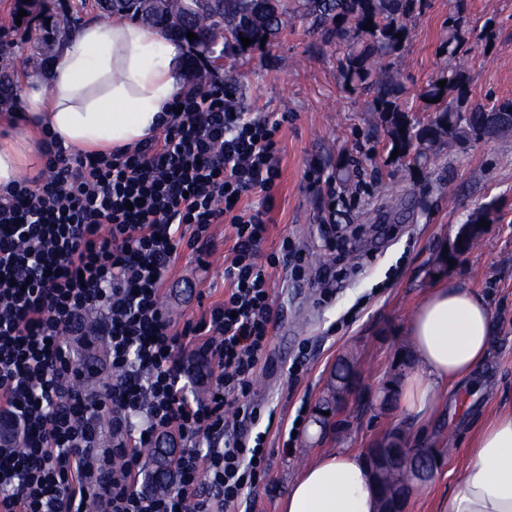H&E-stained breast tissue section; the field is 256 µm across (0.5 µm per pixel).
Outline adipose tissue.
<instances>
[{
	"label": "adipose tissue",
	"mask_w": 512,
	"mask_h": 512,
	"mask_svg": "<svg viewBox=\"0 0 512 512\" xmlns=\"http://www.w3.org/2000/svg\"><path fill=\"white\" fill-rule=\"evenodd\" d=\"M183 48L138 21L115 17L74 32L59 57L30 81L26 110L0 144V193L32 160L39 131L65 147L113 150L154 136L185 91ZM418 366L401 401L426 422L438 397L471 378L494 340L490 310L476 292L450 282L431 288L408 324ZM366 465L351 451L322 454L292 483L282 512H377ZM438 512H512V409L480 428L472 457Z\"/></svg>",
	"instance_id": "adipose-tissue-1"
}]
</instances>
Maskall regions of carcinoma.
<instances>
[{"mask_svg":"<svg viewBox=\"0 0 512 512\" xmlns=\"http://www.w3.org/2000/svg\"><path fill=\"white\" fill-rule=\"evenodd\" d=\"M427 5L428 0H167L164 12L150 14L139 0H128L116 13L131 15L185 42L186 33L192 32L211 45L219 60L226 48H243L242 36L257 45L263 37L275 35L288 18L311 20L326 40L344 44L338 61L344 85L372 97V111L385 122L388 142L398 149V157L426 171L433 149L478 141L512 123V101L491 106L463 101L467 82L460 49L463 0H454L448 34L441 44L446 68L418 95L421 101L429 100L425 108L431 110V119L416 122L400 109L396 61L409 39L408 22ZM368 23L374 30L364 28ZM443 80L446 85L438 86Z\"/></svg>","mask_w":512,"mask_h":512,"instance_id":"cac0c4a2","label":"carcinoma"}]
</instances>
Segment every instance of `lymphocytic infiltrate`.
<instances>
[{
  "label": "lymphocytic infiltrate",
  "mask_w": 512,
  "mask_h": 512,
  "mask_svg": "<svg viewBox=\"0 0 512 512\" xmlns=\"http://www.w3.org/2000/svg\"><path fill=\"white\" fill-rule=\"evenodd\" d=\"M163 135L108 153L46 138L47 175L0 196V512H234L267 468L252 439L253 379L270 361L276 271L303 276L289 239L264 251L282 119L247 116L222 89H189ZM227 224L222 302L177 325L162 294L183 248ZM102 336L91 375L72 341ZM212 365L189 397L186 364ZM177 437L176 484L140 488L142 448Z\"/></svg>",
  "instance_id": "obj_1"
}]
</instances>
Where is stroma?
<instances>
[{
    "label": "stroma",
    "instance_id": "1",
    "mask_svg": "<svg viewBox=\"0 0 512 512\" xmlns=\"http://www.w3.org/2000/svg\"><path fill=\"white\" fill-rule=\"evenodd\" d=\"M466 47L471 105L512 100V0H466ZM17 0H0V74L13 97L40 73L77 24L100 17L85 0H36L30 15L13 22ZM452 10L428 0L413 17L411 39L397 68L402 108L420 122L428 110L419 90L446 65L438 47ZM339 47L307 23L288 22L262 46L233 51L222 65L185 51L188 87L218 86L244 111L287 113L281 129V177L266 249L291 238L310 276L272 278L278 316L271 329L270 363L258 374L254 398L272 412L262 421L268 471L236 512H280L290 485L318 455L361 453L391 433L408 448L430 449L432 479L409 496L405 512H436L440 497L468 464L480 426L512 407V134L437 150L430 173L391 155L385 127L369 96L347 90L338 73ZM493 208L492 221L456 264L443 254L477 207ZM229 243L213 227L204 259L184 250L163 294L176 323L194 319L224 299ZM342 259L333 285L313 272ZM478 292L497 327V341L474 383L439 399L424 439H417L399 397L380 406L377 392L398 389L405 367L410 317L436 279ZM349 365L355 380L337 418L318 415L336 386V369Z\"/></svg>",
    "mask_w": 512,
    "mask_h": 512
}]
</instances>
